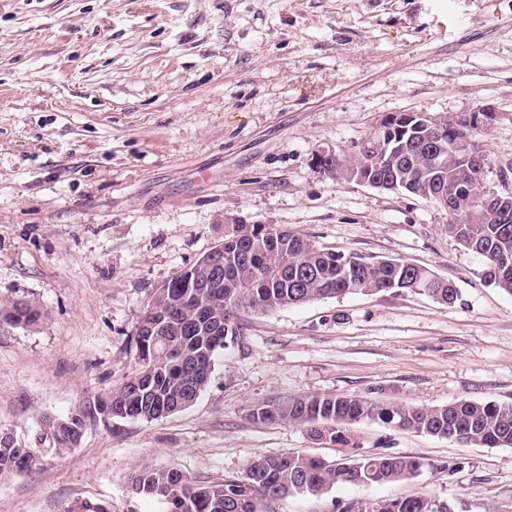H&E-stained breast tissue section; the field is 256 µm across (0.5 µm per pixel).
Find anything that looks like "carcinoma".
I'll use <instances>...</instances> for the list:
<instances>
[{
	"instance_id": "carcinoma-1",
	"label": "carcinoma",
	"mask_w": 512,
	"mask_h": 512,
	"mask_svg": "<svg viewBox=\"0 0 512 512\" xmlns=\"http://www.w3.org/2000/svg\"><path fill=\"white\" fill-rule=\"evenodd\" d=\"M386 131L369 142L359 163L370 180H387L385 190L438 198L448 191L465 200V211L449 217L448 233L476 254L482 275L512 295V210L496 213L474 207L483 185V162L467 144L457 121L433 142L434 154L422 157L428 119L415 112H391ZM419 290L451 305L457 289L429 270L396 259L368 260L356 254L325 251L300 235L273 224H228L224 229V282L200 288L193 268L180 271L153 290L134 326L136 370L106 396L48 425L42 435L49 451L77 447L87 424L99 416L153 421L193 406L206 390L215 360L227 340L243 334L241 314H268L321 298L360 293ZM6 324L34 327L43 312L24 301L0 305ZM257 423L300 425L314 437L349 445V427L382 423L434 437H451L463 446L512 447V405L459 400L438 406L372 402L366 398L321 394L254 407ZM42 448L22 446L0 436V477L39 466ZM425 463L412 456L357 454L336 463L288 453L252 460L242 478L196 481L177 469L143 467L131 479V491L162 504L164 512H277L290 495L321 499L338 485L370 487L409 482ZM335 512H453V506L429 496L357 498L335 503Z\"/></svg>"
}]
</instances>
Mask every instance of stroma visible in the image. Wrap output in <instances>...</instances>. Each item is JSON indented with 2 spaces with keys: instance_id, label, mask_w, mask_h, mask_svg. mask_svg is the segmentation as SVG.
I'll list each match as a JSON object with an SVG mask.
<instances>
[{
  "instance_id": "1",
  "label": "stroma",
  "mask_w": 512,
  "mask_h": 512,
  "mask_svg": "<svg viewBox=\"0 0 512 512\" xmlns=\"http://www.w3.org/2000/svg\"><path fill=\"white\" fill-rule=\"evenodd\" d=\"M492 104L493 157L512 158V0H0V433L38 447L45 416L103 397L135 369L152 291L224 239V220L276 224L316 246L394 258L455 285L349 294L242 317L187 410L97 419L81 444L0 479V512H163L132 495L143 466L200 481L266 455L351 448L254 406L353 394L422 406L512 404V295L448 233L430 200L336 182L318 153L357 150L381 116ZM364 450L425 463L414 480L291 495L280 512L426 495L454 512H512V447L362 422ZM0 316H3V323L13 326L34 327L40 324L43 319V312L24 301H15L0 305Z\"/></svg>"
}]
</instances>
